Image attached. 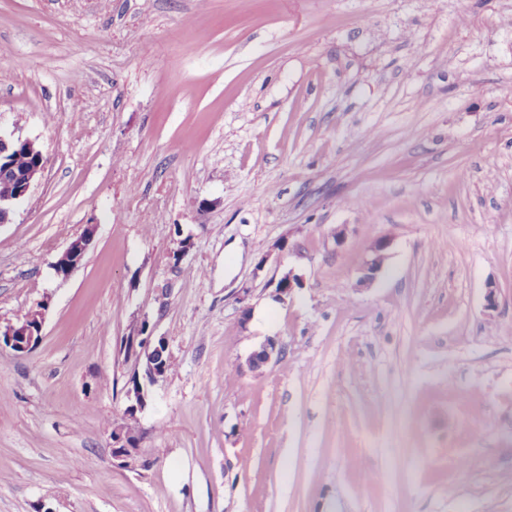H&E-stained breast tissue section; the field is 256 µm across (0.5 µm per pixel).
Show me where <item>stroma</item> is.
<instances>
[{
  "label": "stroma",
  "mask_w": 512,
  "mask_h": 512,
  "mask_svg": "<svg viewBox=\"0 0 512 512\" xmlns=\"http://www.w3.org/2000/svg\"><path fill=\"white\" fill-rule=\"evenodd\" d=\"M0 131V512H512V0H0ZM15 145L25 148L32 158L21 150L19 153H14L13 162L16 164L15 165L11 159L7 158V155ZM34 156L41 158L43 154L33 140L19 136L14 137L13 134L4 135L0 131V179L10 183L12 188V190L9 191V185L1 180L0 224H8L12 221L16 205L28 196L34 182L44 173L46 166L42 162L36 165H30L35 161ZM22 167L26 168L18 169ZM3 193L5 194L1 195ZM93 235L94 225L90 224L80 236L70 242L53 265L57 275L65 278L82 264ZM389 247L390 240L388 238H380L373 242L363 265L361 283L368 285L373 282L376 274L381 271L387 260ZM44 311L45 305L38 304L36 308L16 318L25 321H11L5 325L0 323V347H8L17 354L32 349L41 338ZM152 336H146L142 346L139 347V342H135L133 335L126 336L123 340L126 353L132 354L135 347L137 348L135 357L138 362L142 361L144 377L150 383L156 382L159 378L167 376V363L171 361V356L168 352L166 341L163 337H159L152 341ZM166 359L163 360V356ZM160 356L163 364H160L156 359ZM282 349L275 339H268L259 350L253 352L246 361V370L261 373L273 360H277ZM127 398L130 404L124 411V423L112 427V448L113 457L117 461V464L123 468H132L139 462V450L138 448L141 434L130 424L132 421H137V413L143 411L147 406L148 394L144 390V387L140 381L136 379L135 385L127 391ZM133 429L135 439H130V433L128 428Z\"/></svg>",
  "instance_id": "35a3bbf8"
}]
</instances>
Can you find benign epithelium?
Here are the masks:
<instances>
[{
    "label": "benign epithelium",
    "mask_w": 512,
    "mask_h": 512,
    "mask_svg": "<svg viewBox=\"0 0 512 512\" xmlns=\"http://www.w3.org/2000/svg\"><path fill=\"white\" fill-rule=\"evenodd\" d=\"M16 145L25 148L33 157H42L41 149L33 140L0 133V179L11 185V191L4 195L0 194V224H8L12 221L16 205L28 196L32 185L45 170V164L41 162L18 169L12 160L7 158ZM93 235L94 225L89 224L80 236L70 242L54 263L57 275L65 278L82 264ZM389 247L390 240L387 238H380L373 242L363 265L361 283L368 285L373 282L387 260ZM300 287H302L301 277L290 269L278 280L275 298L283 302ZM44 311L45 305L39 304L29 311L26 320L0 324V347H8L17 354L32 349L41 338ZM281 352L282 349L276 340H267L259 350L249 356L246 361V370L251 373L262 372L272 361L280 357ZM135 357L143 364L144 377L149 382L154 383L167 376V363L171 361V356L164 338L159 337L153 340L149 336L145 337L142 346L137 348ZM127 398L129 405L124 411V423L112 427V448L117 464L123 468H132L139 462L138 445L141 434L137 431L135 438H130L128 427L130 423L137 421V413L146 408L148 394L142 384L137 382L128 389Z\"/></svg>",
    "instance_id": "7a95c632"
}]
</instances>
